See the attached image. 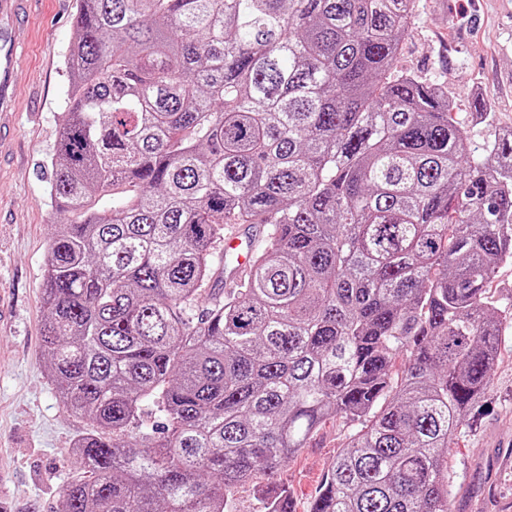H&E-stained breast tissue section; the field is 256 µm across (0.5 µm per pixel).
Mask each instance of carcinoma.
Returning a JSON list of instances; mask_svg holds the SVG:
<instances>
[{
    "mask_svg": "<svg viewBox=\"0 0 512 512\" xmlns=\"http://www.w3.org/2000/svg\"><path fill=\"white\" fill-rule=\"evenodd\" d=\"M415 0H78L49 159L46 370L94 428L59 512H235L329 418L309 512H452L512 291V136L385 75ZM229 224H265L219 295ZM154 411L142 429L146 410Z\"/></svg>",
    "mask_w": 512,
    "mask_h": 512,
    "instance_id": "carcinoma-1",
    "label": "carcinoma"
}]
</instances>
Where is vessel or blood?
Returning <instances> with one entry per match:
<instances>
[{"label": "vessel or blood", "instance_id": "1", "mask_svg": "<svg viewBox=\"0 0 512 512\" xmlns=\"http://www.w3.org/2000/svg\"><path fill=\"white\" fill-rule=\"evenodd\" d=\"M39 0H0V112L13 113L21 108L14 90L17 52L30 39L33 15ZM225 253L234 255L239 270H246L251 253L250 237L240 225L224 235Z\"/></svg>", "mask_w": 512, "mask_h": 512}]
</instances>
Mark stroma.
Masks as SVG:
<instances>
[{"mask_svg": "<svg viewBox=\"0 0 512 512\" xmlns=\"http://www.w3.org/2000/svg\"><path fill=\"white\" fill-rule=\"evenodd\" d=\"M77 0H44L34 36L16 62L19 112L13 158L0 165V512H58L61 491L90 479L71 449L90 429L47 375L42 287L55 214L45 199L47 168L67 100L63 59L74 39ZM396 71L444 86L474 145L512 130V0H416ZM494 114L470 120L474 100ZM490 390L448 455L455 512H506L512 505V327ZM348 429L325 421L281 469L296 512H309Z\"/></svg>", "mask_w": 512, "mask_h": 512, "instance_id": "35a3bbf8", "label": "stroma"}]
</instances>
